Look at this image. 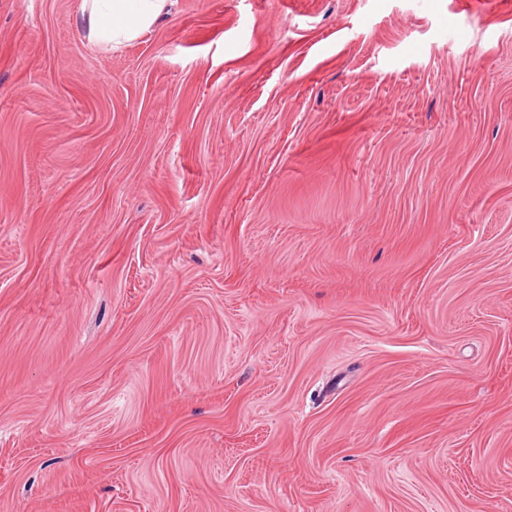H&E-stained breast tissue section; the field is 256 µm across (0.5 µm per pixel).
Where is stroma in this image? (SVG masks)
<instances>
[{
  "instance_id": "stroma-1",
  "label": "stroma",
  "mask_w": 512,
  "mask_h": 512,
  "mask_svg": "<svg viewBox=\"0 0 512 512\" xmlns=\"http://www.w3.org/2000/svg\"><path fill=\"white\" fill-rule=\"evenodd\" d=\"M0 0V512H512V0ZM169 0H82L79 18L90 41L118 48L148 31Z\"/></svg>"
}]
</instances>
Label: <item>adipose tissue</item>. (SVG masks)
<instances>
[{
    "label": "adipose tissue",
    "mask_w": 512,
    "mask_h": 512,
    "mask_svg": "<svg viewBox=\"0 0 512 512\" xmlns=\"http://www.w3.org/2000/svg\"><path fill=\"white\" fill-rule=\"evenodd\" d=\"M169 0H81L79 18L91 41L119 47L148 31Z\"/></svg>",
    "instance_id": "1"
}]
</instances>
